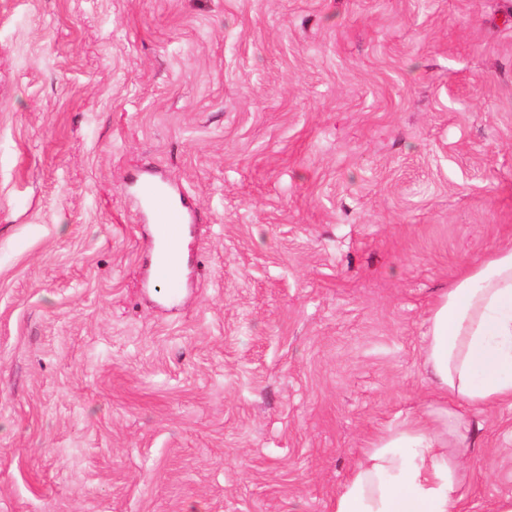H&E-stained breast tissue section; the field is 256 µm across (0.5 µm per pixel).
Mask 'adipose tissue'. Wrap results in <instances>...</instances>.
I'll return each mask as SVG.
<instances>
[{"label":"adipose tissue","instance_id":"1","mask_svg":"<svg viewBox=\"0 0 512 512\" xmlns=\"http://www.w3.org/2000/svg\"><path fill=\"white\" fill-rule=\"evenodd\" d=\"M422 366L440 403L362 449L332 512H465L471 413L512 406V245L468 266L428 311Z\"/></svg>","mask_w":512,"mask_h":512}]
</instances>
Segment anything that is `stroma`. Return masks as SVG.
Here are the masks:
<instances>
[{
    "label": "stroma",
    "instance_id": "stroma-1",
    "mask_svg": "<svg viewBox=\"0 0 512 512\" xmlns=\"http://www.w3.org/2000/svg\"><path fill=\"white\" fill-rule=\"evenodd\" d=\"M508 243L512 0H0V512H331ZM469 435L487 512L512 408ZM138 197L144 205L150 216V221L155 224L156 245L160 250V257L157 260L154 269V278L161 281L169 279V254L165 243L173 238L180 236L189 224L186 212L182 209L186 206L181 203V207L170 201L164 187L158 182L149 181L141 185L138 191Z\"/></svg>",
    "mask_w": 512,
    "mask_h": 512
}]
</instances>
